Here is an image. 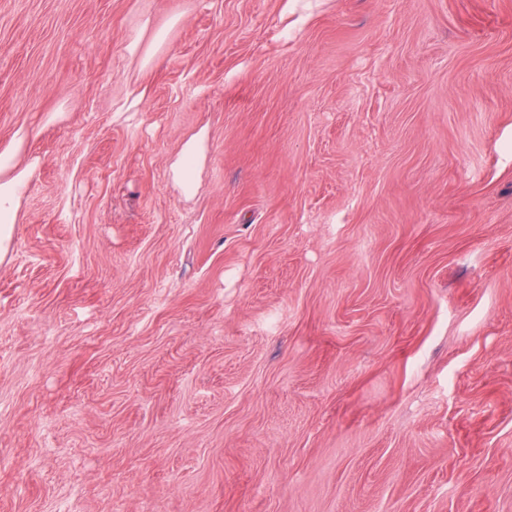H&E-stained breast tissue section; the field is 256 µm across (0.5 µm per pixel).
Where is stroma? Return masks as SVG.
<instances>
[{"label": "stroma", "mask_w": 512, "mask_h": 512, "mask_svg": "<svg viewBox=\"0 0 512 512\" xmlns=\"http://www.w3.org/2000/svg\"><path fill=\"white\" fill-rule=\"evenodd\" d=\"M20 129L0 512H512V0H0ZM201 158L200 140L193 138L187 142L178 156L171 164L172 173L176 183L186 194L195 190V173Z\"/></svg>", "instance_id": "stroma-1"}]
</instances>
